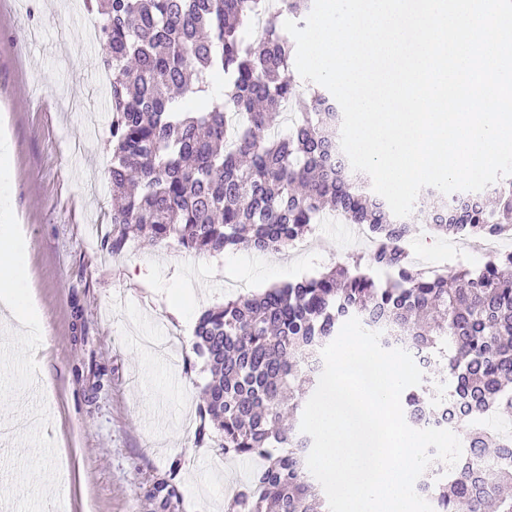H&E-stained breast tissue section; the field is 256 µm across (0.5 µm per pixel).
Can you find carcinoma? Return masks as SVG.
<instances>
[{
	"label": "carcinoma",
	"instance_id": "1",
	"mask_svg": "<svg viewBox=\"0 0 512 512\" xmlns=\"http://www.w3.org/2000/svg\"><path fill=\"white\" fill-rule=\"evenodd\" d=\"M313 0H86L97 8L101 65L110 71L112 165L120 203L112 211V251L134 233L146 245L174 240L188 251H280L321 222L325 210L364 224L384 246L319 277L273 286L203 311L193 351L210 371L197 444L221 435L234 458L263 465L224 512H328L300 431L306 392L317 386L321 349L359 318L380 344L406 339L429 355L428 372L405 389V420L420 429L465 411L460 460L432 481L434 512H512V446L483 417H512V251L483 268L416 270L399 243L414 227L395 216L340 144L342 112L326 89L300 98L296 44L280 22L303 27ZM224 75V93L207 78ZM296 110L288 134L271 132ZM481 193L431 192L417 220L454 239L512 227V178Z\"/></svg>",
	"mask_w": 512,
	"mask_h": 512
}]
</instances>
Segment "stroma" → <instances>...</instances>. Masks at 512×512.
<instances>
[{
    "label": "stroma",
    "mask_w": 512,
    "mask_h": 512,
    "mask_svg": "<svg viewBox=\"0 0 512 512\" xmlns=\"http://www.w3.org/2000/svg\"><path fill=\"white\" fill-rule=\"evenodd\" d=\"M83 0H0V136L12 142L9 197L46 335L18 341L0 323V512H47L41 479H61L66 512H224V491L259 468L197 444L208 377L193 353L201 311L231 297L316 277L371 249L335 213L280 253L189 252L129 238L112 253V162L99 43ZM416 225L418 268H481L464 242ZM180 304L183 320L168 314ZM105 366L96 380L90 364ZM175 493L164 497L159 484Z\"/></svg>",
    "instance_id": "1"
}]
</instances>
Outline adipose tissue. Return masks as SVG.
Segmentation results:
<instances>
[{
  "mask_svg": "<svg viewBox=\"0 0 512 512\" xmlns=\"http://www.w3.org/2000/svg\"><path fill=\"white\" fill-rule=\"evenodd\" d=\"M27 249L11 222L10 207H0V308L9 311L18 331L30 336L44 326L26 294Z\"/></svg>",
  "mask_w": 512,
  "mask_h": 512,
  "instance_id": "1",
  "label": "adipose tissue"
}]
</instances>
